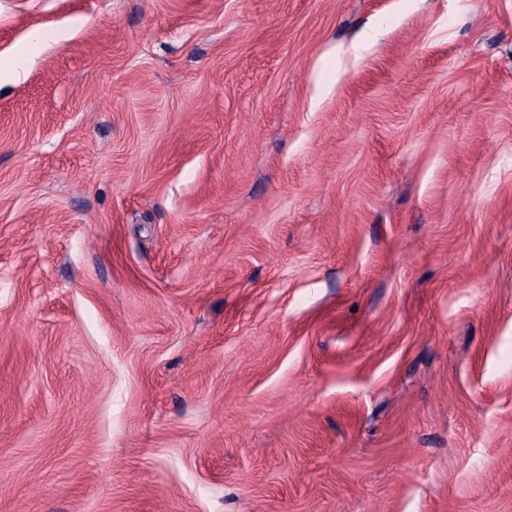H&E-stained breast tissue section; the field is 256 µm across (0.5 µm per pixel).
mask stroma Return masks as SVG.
Masks as SVG:
<instances>
[{"label":"stroma","mask_w":512,"mask_h":512,"mask_svg":"<svg viewBox=\"0 0 512 512\" xmlns=\"http://www.w3.org/2000/svg\"><path fill=\"white\" fill-rule=\"evenodd\" d=\"M0 512H512V0H0Z\"/></svg>","instance_id":"1"}]
</instances>
